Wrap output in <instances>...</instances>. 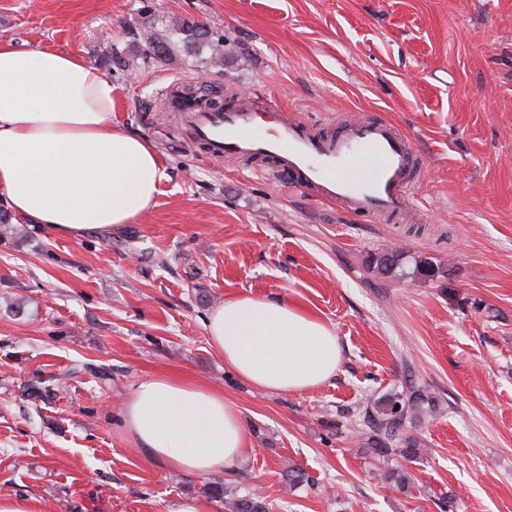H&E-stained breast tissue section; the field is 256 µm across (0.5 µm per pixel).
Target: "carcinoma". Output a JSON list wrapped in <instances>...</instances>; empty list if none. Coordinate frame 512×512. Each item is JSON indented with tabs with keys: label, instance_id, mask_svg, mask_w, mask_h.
Listing matches in <instances>:
<instances>
[{
	"label": "carcinoma",
	"instance_id": "carcinoma-1",
	"mask_svg": "<svg viewBox=\"0 0 512 512\" xmlns=\"http://www.w3.org/2000/svg\"><path fill=\"white\" fill-rule=\"evenodd\" d=\"M207 47L210 62L224 63V38L213 28L172 21L162 30H147L143 37V56L146 59L173 63L184 52ZM404 253L397 249L377 252L370 257V264L382 274H390L400 267ZM437 410V397L416 384L412 375H405L398 384L359 407L342 408L337 412L336 426L350 421L361 427L365 447L376 459L387 465L381 473L384 482L404 492L412 486L409 472L393 461L401 458L415 461L422 457L423 444L417 436L421 417ZM289 488L308 486L311 479L299 466L283 464ZM227 512H270L269 504L260 492L247 486L230 492L225 502Z\"/></svg>",
	"mask_w": 512,
	"mask_h": 512
}]
</instances>
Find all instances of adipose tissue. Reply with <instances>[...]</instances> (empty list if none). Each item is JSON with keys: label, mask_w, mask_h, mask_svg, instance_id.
I'll return each mask as SVG.
<instances>
[{"label": "adipose tissue", "mask_w": 512, "mask_h": 512, "mask_svg": "<svg viewBox=\"0 0 512 512\" xmlns=\"http://www.w3.org/2000/svg\"><path fill=\"white\" fill-rule=\"evenodd\" d=\"M113 105L111 81L82 57L0 41V204L71 240L150 211L167 174L147 137L113 124ZM205 329L226 368L271 393L316 388L342 362L334 327L283 296L227 298ZM122 418L176 474L228 472L248 451L233 404L191 381L141 380Z\"/></svg>", "instance_id": "1"}]
</instances>
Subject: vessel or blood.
<instances>
[{
    "label": "vessel or blood",
    "instance_id": "1",
    "mask_svg": "<svg viewBox=\"0 0 512 512\" xmlns=\"http://www.w3.org/2000/svg\"><path fill=\"white\" fill-rule=\"evenodd\" d=\"M167 111L183 113L195 138L213 159L265 156L312 186L320 199L375 215L407 210L406 174L412 144L386 120L356 121L339 136L317 139L299 123L283 122L263 133L250 104L223 112L199 107L180 83L168 87Z\"/></svg>",
    "mask_w": 512,
    "mask_h": 512
}]
</instances>
